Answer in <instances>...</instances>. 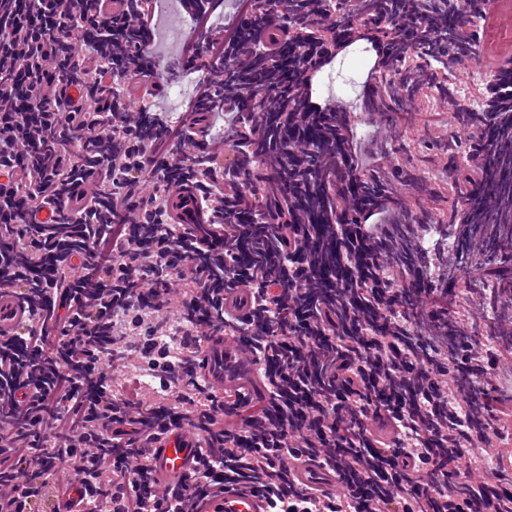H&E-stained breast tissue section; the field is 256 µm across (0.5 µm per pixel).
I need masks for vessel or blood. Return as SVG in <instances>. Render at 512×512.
Masks as SVG:
<instances>
[{
	"instance_id": "obj_1",
	"label": "vessel or blood",
	"mask_w": 512,
	"mask_h": 512,
	"mask_svg": "<svg viewBox=\"0 0 512 512\" xmlns=\"http://www.w3.org/2000/svg\"><path fill=\"white\" fill-rule=\"evenodd\" d=\"M167 211L172 223L204 224L208 221V208L202 203L195 185L172 190L167 197ZM35 312L31 301L20 296L10 285H0V335L14 336L23 328L34 324ZM202 373L210 386L223 394L227 404H234L239 392H246L250 400L261 399L265 388L255 365L248 359V347L240 337L210 335L198 344ZM200 442L189 430L161 435L154 443L150 466L154 483L164 489L190 476L196 468ZM296 477L302 484L313 488L336 486L338 474L317 462L297 465ZM56 490L61 504L69 512H85L70 472L56 471ZM268 504L257 491L247 488L228 491L200 500L195 512H267Z\"/></svg>"
}]
</instances>
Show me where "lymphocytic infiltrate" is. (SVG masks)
Masks as SVG:
<instances>
[{
    "instance_id": "f902f5d3",
    "label": "lymphocytic infiltrate",
    "mask_w": 512,
    "mask_h": 512,
    "mask_svg": "<svg viewBox=\"0 0 512 512\" xmlns=\"http://www.w3.org/2000/svg\"><path fill=\"white\" fill-rule=\"evenodd\" d=\"M114 2L0 0V170L15 175L0 184V236L12 239L0 282L37 301L41 320L0 336V489L13 493L0 512L55 498L58 467L89 512H186L230 487L261 490L269 512H512V488L463 471L512 408V222L465 210L450 224L392 187L389 140L413 114L383 95L417 74L446 91L427 69L443 33L408 29L398 0H266L259 13L234 0L218 22L180 11L197 44L223 31L217 82L160 49L159 14ZM277 17L284 53L259 38ZM328 23L336 36L314 37ZM359 42L373 62L358 105L319 98V75ZM185 78L181 113L132 97ZM311 129L319 140L304 142ZM361 176L367 195L337 212ZM193 183L222 198L211 215L223 254L206 248L204 226L167 221L166 195ZM299 199L322 223H302ZM242 287L244 313L224 304ZM209 334L250 339L267 395L247 414L186 353ZM175 429L206 446L161 495L150 447ZM300 456L339 471L336 489L295 480Z\"/></svg>"
}]
</instances>
